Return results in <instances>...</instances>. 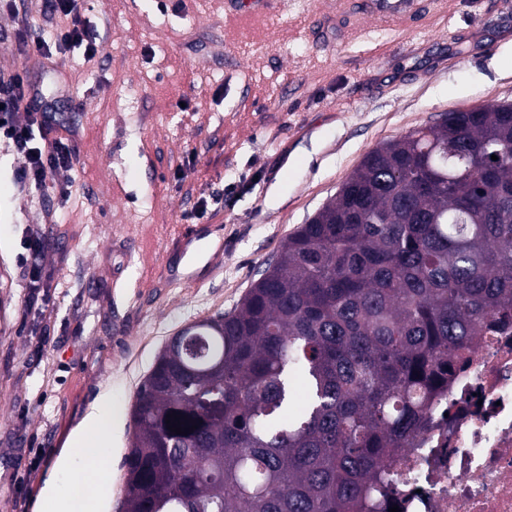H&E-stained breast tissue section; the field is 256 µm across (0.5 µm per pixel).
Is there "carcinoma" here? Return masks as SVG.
<instances>
[{
    "label": "carcinoma",
    "instance_id": "obj_1",
    "mask_svg": "<svg viewBox=\"0 0 512 512\" xmlns=\"http://www.w3.org/2000/svg\"><path fill=\"white\" fill-rule=\"evenodd\" d=\"M511 323L503 101L369 151L232 312L173 336L132 406L124 512H364L451 367Z\"/></svg>",
    "mask_w": 512,
    "mask_h": 512
}]
</instances>
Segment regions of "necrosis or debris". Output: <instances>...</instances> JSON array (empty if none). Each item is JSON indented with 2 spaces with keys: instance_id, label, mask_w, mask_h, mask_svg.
<instances>
[{
  "instance_id": "1",
  "label": "necrosis or debris",
  "mask_w": 512,
  "mask_h": 512,
  "mask_svg": "<svg viewBox=\"0 0 512 512\" xmlns=\"http://www.w3.org/2000/svg\"><path fill=\"white\" fill-rule=\"evenodd\" d=\"M383 473L377 512H512V326L480 338Z\"/></svg>"
}]
</instances>
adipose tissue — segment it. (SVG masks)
I'll use <instances>...</instances> for the list:
<instances>
[{
	"label": "adipose tissue",
	"instance_id": "ef3b65f1",
	"mask_svg": "<svg viewBox=\"0 0 512 512\" xmlns=\"http://www.w3.org/2000/svg\"><path fill=\"white\" fill-rule=\"evenodd\" d=\"M118 420L112 410V391L103 389L58 456L56 470L40 493L39 512H101Z\"/></svg>",
	"mask_w": 512,
	"mask_h": 512
}]
</instances>
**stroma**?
Segmentation results:
<instances>
[{"instance_id":"obj_1","label":"stroma","mask_w":512,"mask_h":512,"mask_svg":"<svg viewBox=\"0 0 512 512\" xmlns=\"http://www.w3.org/2000/svg\"><path fill=\"white\" fill-rule=\"evenodd\" d=\"M78 7L98 52L63 61L25 50L67 26L47 0H0V73L39 85L76 153L34 203L24 157L0 143V512H34L107 386L122 418L107 512H121L132 403L168 340L231 311L368 151L445 112L512 101V0H433L419 23L390 25L352 0ZM214 198L220 250L193 280H167L184 215ZM34 231L44 300L28 311L20 258Z\"/></svg>"}]
</instances>
